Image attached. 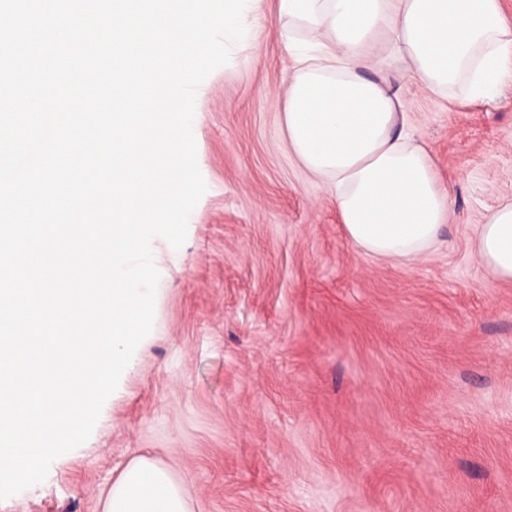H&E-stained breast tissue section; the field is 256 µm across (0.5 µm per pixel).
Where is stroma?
<instances>
[{"instance_id":"1","label":"stroma","mask_w":512,"mask_h":512,"mask_svg":"<svg viewBox=\"0 0 512 512\" xmlns=\"http://www.w3.org/2000/svg\"><path fill=\"white\" fill-rule=\"evenodd\" d=\"M277 10L197 91L207 191L180 249L152 243L162 293L134 370L0 512H103L142 457L192 512H512V282L473 245L512 199V84L463 104L395 82L452 199L442 246L376 260L288 149Z\"/></svg>"}]
</instances>
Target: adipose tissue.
Masks as SVG:
<instances>
[{
    "mask_svg": "<svg viewBox=\"0 0 512 512\" xmlns=\"http://www.w3.org/2000/svg\"><path fill=\"white\" fill-rule=\"evenodd\" d=\"M292 76L288 147L330 192L346 240L409 263L439 245L451 192L407 122L400 77L454 99L489 100L512 83V25L501 0H278ZM475 249L512 281V202L478 225ZM104 512H190L167 466L141 458Z\"/></svg>",
    "mask_w": 512,
    "mask_h": 512,
    "instance_id": "ef3b65f1",
    "label": "adipose tissue"
}]
</instances>
